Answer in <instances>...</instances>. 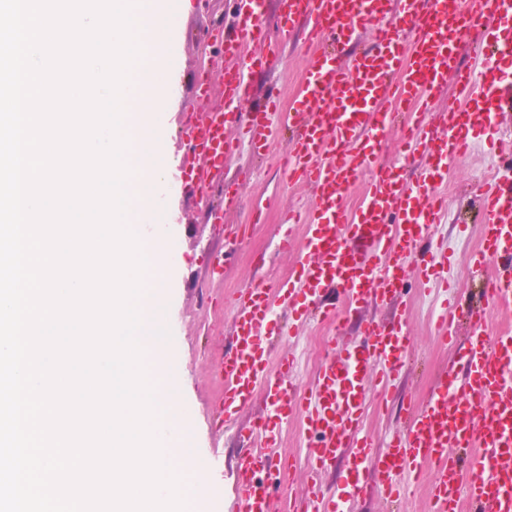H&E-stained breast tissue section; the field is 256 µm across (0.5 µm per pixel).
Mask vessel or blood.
<instances>
[{
    "label": "vessel or blood",
    "mask_w": 512,
    "mask_h": 512,
    "mask_svg": "<svg viewBox=\"0 0 512 512\" xmlns=\"http://www.w3.org/2000/svg\"><path fill=\"white\" fill-rule=\"evenodd\" d=\"M265 6L266 0H236L233 26L211 29L235 65L224 71V99L216 109L202 107L212 80L207 69L197 74L195 99L184 108L186 149L205 160L203 167L181 168V186L192 196L208 197L223 183L224 162L242 143L260 153L277 137V94L250 105L254 72L268 61L240 56L243 43L265 41ZM280 8L281 40L291 38L297 21L307 31L302 96L288 115L296 135L281 166L288 182L310 188L311 199L303 210L285 213L278 242L280 252L301 255L297 278L274 290L254 284L224 299L233 333L224 350L221 414L232 422L258 396L266 407L241 437L233 512H336L335 494L311 490L286 506L263 479L291 470L279 436L296 418L309 435L304 455L311 487L344 456L350 494H359L373 474L391 503L423 480L429 512H512V329L486 327L488 309H512L511 167L474 189L483 241L470 262L480 268L493 261L499 269L483 284V307L468 314L471 333L461 352L467 374L441 379L381 450L363 428L365 379L374 374L389 385L398 377L411 344L405 315L363 319L357 346L331 339L305 390L295 385L294 356L272 359L269 346L283 334L273 303L297 321L319 310L340 323L350 308L395 304L407 275L447 266V253L431 246L448 214L438 188L450 163L471 149L473 132H490L496 114L512 107V35L503 30L512 21V0H280ZM365 33L370 43L353 50ZM467 51L480 58L479 75L460 70ZM451 74L458 97L438 107ZM397 122L406 159L421 161L411 185L397 168L378 164L380 141ZM223 185L225 208L240 207L237 189ZM360 185L361 202L348 210L349 194ZM331 288L340 289L344 308L325 305Z\"/></svg>",
    "instance_id": "b4317fda"
}]
</instances>
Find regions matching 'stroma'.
Instances as JSON below:
<instances>
[{"label": "stroma", "mask_w": 512, "mask_h": 512, "mask_svg": "<svg viewBox=\"0 0 512 512\" xmlns=\"http://www.w3.org/2000/svg\"><path fill=\"white\" fill-rule=\"evenodd\" d=\"M223 14L232 20V0H204L201 10H193L189 0L170 22L165 38L167 110L163 114V149L177 164L189 162L182 139L185 121L183 109L193 101L195 75L201 64L223 62L224 50L208 45L204 33L211 14ZM301 39L283 45L276 40L263 44L247 42L244 56L269 58L271 66L258 73V87L277 84L282 103H289L298 92V75L302 66ZM284 141H276L265 158L259 159L249 149H242L224 165L227 176L239 170H251L250 179L241 183L239 191L245 201L243 209L216 214L215 203L199 200L184 193L179 181H171L161 194L159 220L162 224L159 245L167 256V286L162 300L165 326L170 332L171 351L180 374L179 400L186 414L184 441L194 451L193 465L206 477V487L198 500L200 512H229L235 495L234 461L239 450V431L257 422L264 409L255 402L238 416L234 427L224 429L217 422L224 384L221 379L224 348L228 344L231 314L213 309L210 299L263 283L273 287L295 277L300 268L297 254H281L276 250L280 236L279 215L283 209H298L310 196L306 187L292 186L284 179L279 161ZM512 161V142L496 143L487 134L475 135L471 151L448 170L445 189L448 216L437 229L436 236L448 246V282L453 286L459 321L455 331L457 344L441 347L431 333V325L439 313L433 291L415 277H408L402 301L407 306V329L412 338L406 364L392 388L390 401H383L376 384L368 386V403L364 428L373 441L401 430L407 418L404 394H412L417 402H425L439 380L460 372L459 348L470 334L466 317L468 307L480 302V279L467 263V255L480 245L475 214L465 192L479 181L495 163ZM251 224L247 240L230 249L226 232L232 226ZM233 250L224 276L209 279L201 263L203 255ZM334 335L331 324L315 319L298 325L282 347L292 350L298 359L300 385L308 387L317 366L325 359L328 341ZM305 429L301 421H293L280 436L284 455L293 457L295 466L287 483L294 499L306 496L305 460L302 444Z\"/></svg>", "instance_id": "stroma-1"}]
</instances>
